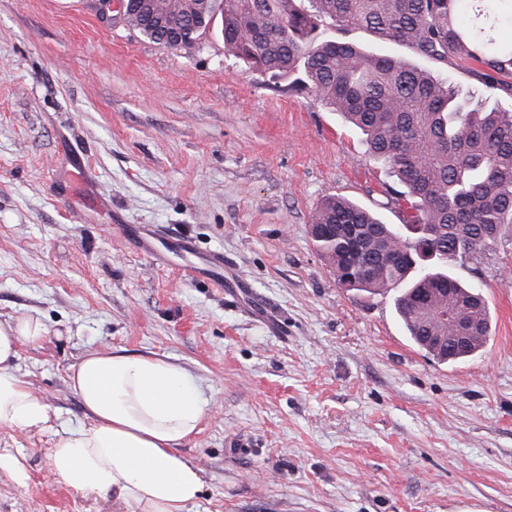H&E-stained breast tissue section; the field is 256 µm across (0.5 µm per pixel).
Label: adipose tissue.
I'll return each instance as SVG.
<instances>
[{
  "instance_id": "1",
  "label": "adipose tissue",
  "mask_w": 512,
  "mask_h": 512,
  "mask_svg": "<svg viewBox=\"0 0 512 512\" xmlns=\"http://www.w3.org/2000/svg\"><path fill=\"white\" fill-rule=\"evenodd\" d=\"M45 333L33 316L0 323V425L29 432L49 420L44 398L14 370L20 346ZM69 381L91 423L65 431L52 448L62 481L80 492H113L134 512H190L202 474L179 447L212 411L194 378L165 358L112 349L89 353Z\"/></svg>"
}]
</instances>
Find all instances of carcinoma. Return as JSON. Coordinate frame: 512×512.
Returning a JSON list of instances; mask_svg holds the SVG:
<instances>
[{"instance_id":"obj_1","label":"carcinoma","mask_w":512,"mask_h":512,"mask_svg":"<svg viewBox=\"0 0 512 512\" xmlns=\"http://www.w3.org/2000/svg\"><path fill=\"white\" fill-rule=\"evenodd\" d=\"M120 0L123 19L158 44L192 26L201 39L221 21L224 49L274 83L311 91L365 135L371 157L404 187L386 189L402 222L434 251L424 266L416 246L370 210L341 196L322 200L311 239L335 275L349 268L346 241L328 225H348L367 275L349 287L399 291L396 309L411 340L441 362L487 342L490 315L480 293L448 275L512 226V111L484 110L436 73L456 60L489 91L512 94V44L498 45L512 0ZM363 30L405 47L425 63L381 56L346 39Z\"/></svg>"}]
</instances>
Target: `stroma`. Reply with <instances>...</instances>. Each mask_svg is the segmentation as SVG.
<instances>
[{
  "instance_id": "stroma-1",
  "label": "stroma",
  "mask_w": 512,
  "mask_h": 512,
  "mask_svg": "<svg viewBox=\"0 0 512 512\" xmlns=\"http://www.w3.org/2000/svg\"><path fill=\"white\" fill-rule=\"evenodd\" d=\"M486 108L512 110L468 69L443 72ZM397 181L362 134L311 92L224 49L152 42L98 0H0V322L37 316L17 374L50 420L0 449V512H132L53 473L61 427L89 425L69 375L88 352L163 356L213 404L180 446L203 471L192 512H512V232L449 273L486 299L490 337L458 363L408 338L395 292L342 287L311 216L328 195L397 225ZM223 252L273 307L157 264L134 227ZM8 474L18 485H24L29 476L22 461L10 452H0V473Z\"/></svg>"
}]
</instances>
